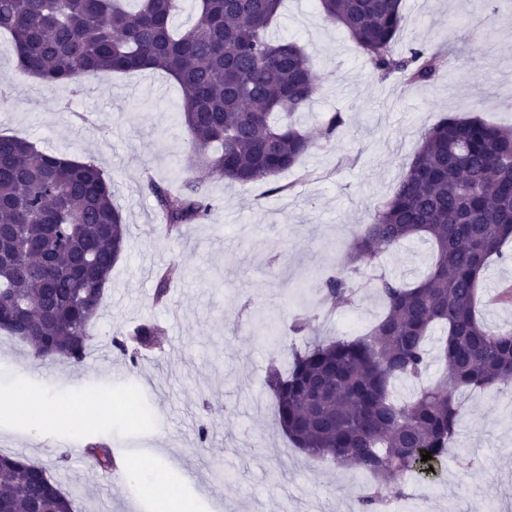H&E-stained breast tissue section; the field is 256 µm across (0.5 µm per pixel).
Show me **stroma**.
I'll list each match as a JSON object with an SVG mask.
<instances>
[{"instance_id": "1", "label": "stroma", "mask_w": 512, "mask_h": 512, "mask_svg": "<svg viewBox=\"0 0 512 512\" xmlns=\"http://www.w3.org/2000/svg\"><path fill=\"white\" fill-rule=\"evenodd\" d=\"M403 5L396 50L428 45L447 53L443 74L431 84L381 79L349 35L325 19L318 0H284L271 33L296 40L319 76L302 129L318 137L322 120L336 110L348 123L277 177L279 193L265 183L225 181L191 162L181 90L165 73L104 72L85 78L75 93L22 73L10 36H0V134L99 166L128 227L82 365L33 360L25 343L0 332V386L33 377L46 382V396L57 405L103 394L114 402L115 415H91L77 428L0 415V453L43 466L75 512H156V498L142 489L158 476L180 489L192 512H356L370 475L291 445L273 416L266 369H287L292 350L308 339L360 336L383 316L371 285L359 291L353 309L322 316L321 280L392 194L427 128L449 113L512 126V0ZM485 17L492 40L472 42L468 23ZM190 178L203 184L215 210L183 237L167 236L146 182L176 191ZM431 256L430 244L414 238L382 253L376 271L410 283ZM173 261L184 277L166 304H155L153 271ZM507 286L512 240L491 259L479 305L486 323L511 329L512 304L494 300ZM298 313L314 319L308 336L289 330ZM145 321L163 327L157 345L132 358L120 354L114 340ZM507 400L512 382L468 394L441 477L406 482L410 500L424 486L433 490L420 512H469L482 500L512 512V413L499 407ZM92 444L125 460L153 448L163 456L147 464L140 482L127 483L91 467Z\"/></svg>"}]
</instances>
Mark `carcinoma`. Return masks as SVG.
Wrapping results in <instances>:
<instances>
[{"label": "carcinoma", "mask_w": 512, "mask_h": 512, "mask_svg": "<svg viewBox=\"0 0 512 512\" xmlns=\"http://www.w3.org/2000/svg\"><path fill=\"white\" fill-rule=\"evenodd\" d=\"M127 2L0 0V32L14 39L19 68L46 85L103 71L172 75L182 90L192 153L211 174L242 185L292 169L345 126L336 111L313 140L293 121L309 107L318 75L296 42L270 35L281 0H196V21L180 34L172 21L181 0H134V9ZM319 6L381 78L419 85L441 75L440 52L394 49L402 0H319ZM147 188L168 235L209 220L214 210L191 179L179 193L152 180ZM126 238L112 183L98 166L0 135V330L38 359L82 364ZM412 238L432 243L431 265L411 284L377 280L386 312L367 334L296 349L287 373L272 366L265 378L279 425L297 448L372 475L358 512H377L388 498L404 497L406 478L443 463L465 413L462 392L512 380V330L488 326L477 310L487 262L512 238V127L445 115L428 128L392 195L322 279L325 314L351 307L373 259ZM183 274L177 262L159 272L157 299ZM438 326L435 350L447 376L428 385V342ZM158 334V327L142 324L114 345L126 355L127 342L147 349ZM397 382L418 389L400 399ZM426 452L431 459L424 462ZM88 457L112 471L108 449L92 448ZM0 508L74 512L43 467L2 453Z\"/></svg>", "instance_id": "cac0c4a2"}]
</instances>
